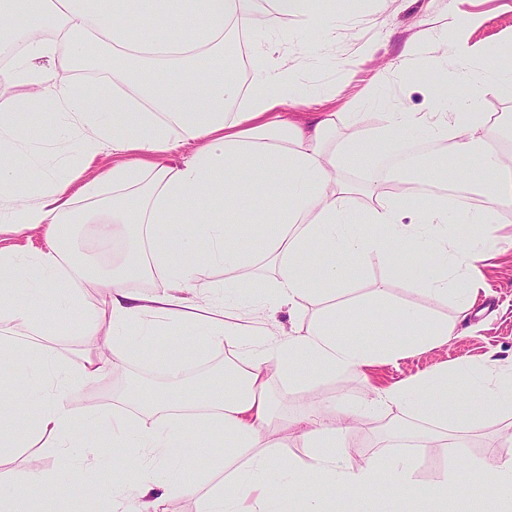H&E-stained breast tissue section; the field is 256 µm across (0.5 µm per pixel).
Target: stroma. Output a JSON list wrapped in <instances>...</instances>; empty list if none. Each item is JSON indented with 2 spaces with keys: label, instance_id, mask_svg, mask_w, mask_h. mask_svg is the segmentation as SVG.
I'll return each mask as SVG.
<instances>
[{
  "label": "stroma",
  "instance_id": "1",
  "mask_svg": "<svg viewBox=\"0 0 512 512\" xmlns=\"http://www.w3.org/2000/svg\"><path fill=\"white\" fill-rule=\"evenodd\" d=\"M464 24L460 38L473 53L480 56L485 67L497 65L502 55L512 54V0H350L345 10L337 11L333 23L335 37L321 52L306 51L307 35L300 33V18H289L286 25L293 36L285 46L288 64L295 71L300 88L322 93V111L366 113L367 127L379 126L382 113L396 110L427 112L431 109L430 90L437 84L439 71L426 50L418 45L413 55H405L406 43L421 30L442 31L449 17ZM21 141L43 147L51 162L77 160L74 143L59 133L48 114L34 115L20 134ZM499 238L498 251L478 262L477 273L485 286L471 317L459 325L458 334L447 344L423 352H415L393 364L365 368L363 373L326 376L301 388L275 381L272 393L276 418L270 432L272 451L281 462L305 456V449L288 428L285 419L304 411L313 402L336 400L343 406L372 397L375 388L427 372L445 363L461 359L479 360L487 354L506 361L512 359V207L502 209L495 226ZM65 248L77 264L104 272L111 268L114 254L125 247L123 239L112 241L108 251H101L91 224H69L64 230ZM353 297L360 298L376 288L389 289L398 301L421 303L422 298L411 279L395 277L392 263L376 258L368 260L350 280ZM54 339L50 345L54 355L71 371H79L86 347L73 317L56 316ZM159 337H152L144 350L129 357L119 374L88 383H76L68 396L72 407L91 406L102 412L118 411L137 416V409L124 403L126 381L144 378L146 385L165 384L167 364H179L186 379L192 380L198 403L211 399L209 372L219 368L225 358L235 357L232 347L216 350L190 340L171 336L166 349H159ZM393 408L383 409L379 419L396 416ZM376 419V420H379ZM372 417H361L351 430L353 444L350 461L358 465L369 457L410 454L414 460L413 477L422 484L437 482L449 471L459 480L468 473L460 461L448 458L443 449L409 447V435L385 433L375 426ZM468 454L483 457L487 448L498 446L502 454L512 453V422L499 415H490L467 436ZM185 465L181 477L196 486V494H177L167 503V512H198L203 491L208 483L224 478V452L210 447L208 439L197 433L183 438ZM40 458L43 468L54 475L63 492L55 502L57 512H109L94 506L71 488V464L43 448L39 441L0 457V467L22 472L33 458ZM332 512H425V505L414 498L399 499L392 493L377 495L367 489L355 496L343 497L334 486L322 487Z\"/></svg>",
  "mask_w": 512,
  "mask_h": 512
}]
</instances>
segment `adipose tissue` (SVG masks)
<instances>
[{
    "label": "adipose tissue",
    "instance_id": "ef3b65f1",
    "mask_svg": "<svg viewBox=\"0 0 512 512\" xmlns=\"http://www.w3.org/2000/svg\"><path fill=\"white\" fill-rule=\"evenodd\" d=\"M169 12L170 33L158 32L155 7ZM125 0H64L62 11L42 7L41 0H0V56H10L0 70V85L18 91L0 106V228L41 231L45 248H0V323L41 329L39 315L46 289L58 306L77 314L88 344L109 336L108 351L86 358L79 374H71L42 352L37 361L24 358L23 345L0 343V384L17 374L28 378L21 393L34 417L22 431L0 428V455L21 447L30 437L71 459L78 493L95 499L108 496L112 512H166L169 494L190 493L179 474L184 464L182 441L187 432L206 435L223 449L226 462L249 454L246 468L227 476L207 491L201 512H274L284 495L299 497L303 512H329L320 493L332 483L343 493L357 494L388 477L396 497L413 496L437 505L458 495L455 475L432 485L413 481L409 459L377 456L348 465L349 421L367 408L387 405L401 418L425 422V441L448 454L466 455L465 435L490 413H512V367L487 357L479 363L438 368L380 390L358 409L335 403L308 407L289 419L307 450L305 459L289 464L278 484L264 480L277 464L266 452V433L273 422L270 392L274 378L304 385L296 369L305 358L316 376L359 372L380 360L446 342L466 321L480 282L470 275L477 261L497 245L493 226L499 210L512 205V153L496 148L499 125L474 111L473 100L442 111L446 91L460 82L473 83L485 94L512 88V63L480 70L469 47L448 45L444 34L425 30L421 39L439 58L454 56V69L444 71L431 98L432 112H385L377 132L337 138V113L316 111L317 97L296 90L295 75L280 48L287 31L255 39L257 0H191L182 11L176 0H142L135 16H127ZM26 18L25 28L10 25L13 15ZM105 44L122 61L114 83L120 108L107 106L92 87L60 81V72L90 57L93 43ZM245 44L251 69L248 87L226 79L220 61L226 47ZM175 68L176 81L152 79V72ZM31 109L49 110L57 126L69 131L79 147L80 167L59 173L39 170L36 153L19 149L18 133ZM309 111L308 121L291 111ZM424 134L440 144L443 161L438 181L467 185L486 199L483 206L449 214L448 204L435 198L411 205L408 191L364 187L370 203L363 215L352 209L354 186L341 179V168L362 169L391 153L396 144ZM128 154V161L83 180L82 167L100 153ZM39 170L37 195L28 198L22 186ZM259 185L280 218L279 231L266 243L275 275L256 291L247 275L252 256L240 241L254 231L247 192ZM111 188L107 218L77 211L78 201ZM209 200L236 211L237 222L218 223L200 209ZM178 212L191 223L174 227ZM96 223L99 240L109 243L128 228L137 239L129 244L111 274L91 276L69 263L54 235L61 224ZM205 240V253L196 250ZM422 258L418 279L425 304L396 301L388 289L377 288L363 299L343 293L349 276L369 256L396 254ZM206 267L224 270V282L202 279ZM160 273L165 286L147 291L138 281ZM96 289L99 303L87 305L85 288ZM250 294L249 318L237 313V295ZM453 299L452 318L431 316L427 305ZM322 303L333 315L360 319L373 309L391 318L392 327L377 339H344L327 322L295 323L283 332L281 308L299 315L308 304ZM192 329L210 346L231 345L241 351L236 391L225 394L211 410L174 414L168 403L139 391L136 404L145 413L139 421L124 416L75 412L67 404L75 381L90 382L122 369L133 353L159 330ZM440 392L444 405L431 411L427 397ZM109 429L128 471L130 482H118L113 471L95 480L83 477V457L92 453L90 432ZM471 492L495 494L498 512H512V458L490 451L470 461Z\"/></svg>",
    "mask_w": 512,
    "mask_h": 512
}]
</instances>
